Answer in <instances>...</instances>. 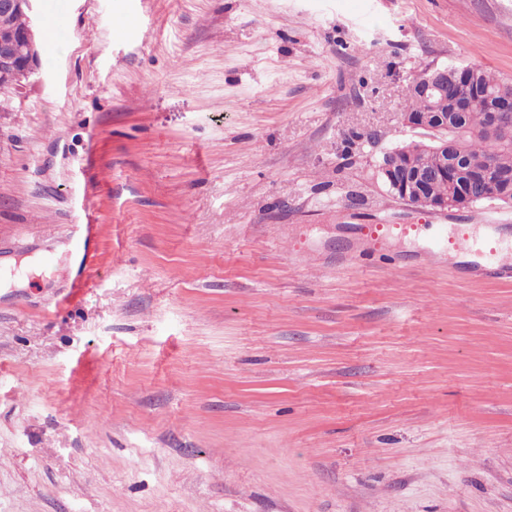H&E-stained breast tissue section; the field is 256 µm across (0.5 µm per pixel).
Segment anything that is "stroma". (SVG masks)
I'll return each instance as SVG.
<instances>
[{"instance_id": "35a3bbf8", "label": "stroma", "mask_w": 512, "mask_h": 512, "mask_svg": "<svg viewBox=\"0 0 512 512\" xmlns=\"http://www.w3.org/2000/svg\"><path fill=\"white\" fill-rule=\"evenodd\" d=\"M50 13L0 90V512H512V278L392 232L512 208L377 167L424 69L512 80V0ZM97 224H83L79 234L75 237L74 250L78 262L77 273L74 279V288H86L85 272L88 265L95 258V247L98 239Z\"/></svg>"}]
</instances>
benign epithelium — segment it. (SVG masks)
Segmentation results:
<instances>
[{
	"label": "benign epithelium",
	"mask_w": 512,
	"mask_h": 512,
	"mask_svg": "<svg viewBox=\"0 0 512 512\" xmlns=\"http://www.w3.org/2000/svg\"><path fill=\"white\" fill-rule=\"evenodd\" d=\"M33 0H0V25L14 15L30 14ZM39 69V53L33 24L19 31H9L0 38V84L19 90ZM453 76L443 67H430L410 82L408 90L423 95L448 96L458 114L473 104L462 89L452 90ZM481 103L487 112L486 133L505 147H512V99L485 97ZM403 124L422 131L420 146L437 156V165L429 166L422 157L383 152L379 165L390 193L398 200L419 210L441 213L451 209H467L488 198L512 206V176L501 173L488 158L474 160L460 153L448 140V117L441 112H406ZM438 178L460 182L462 188L448 199L433 197L430 184Z\"/></svg>",
	"instance_id": "7a95c632"
}]
</instances>
